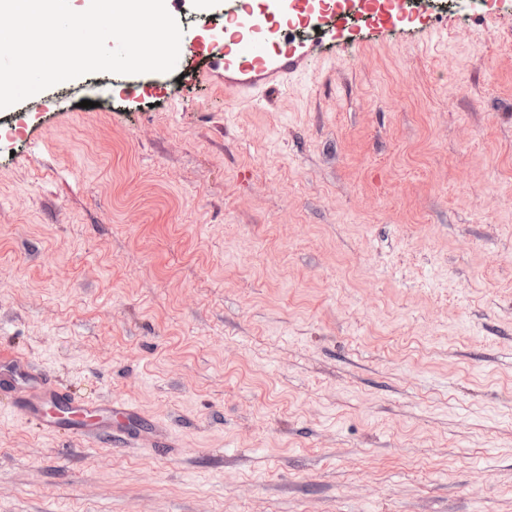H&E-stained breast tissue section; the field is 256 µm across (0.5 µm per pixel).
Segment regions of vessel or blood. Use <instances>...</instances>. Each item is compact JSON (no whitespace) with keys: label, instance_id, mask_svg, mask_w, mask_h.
<instances>
[{"label":"vessel or blood","instance_id":"vessel-or-blood-1","mask_svg":"<svg viewBox=\"0 0 512 512\" xmlns=\"http://www.w3.org/2000/svg\"><path fill=\"white\" fill-rule=\"evenodd\" d=\"M224 27L213 35H183L181 52L211 50L214 68L223 70L228 90L261 93L313 70L315 45L297 41L300 28L321 30L332 42L358 18L378 29H393L414 22V15L399 10L394 0H221ZM11 376L21 378L28 394L18 399L22 412L37 414L44 429L64 426L54 407H78L88 414L99 405L83 403L74 396L50 388L43 374L34 372L19 355L6 360Z\"/></svg>","mask_w":512,"mask_h":512}]
</instances>
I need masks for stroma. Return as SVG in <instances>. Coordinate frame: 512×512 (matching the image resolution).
<instances>
[{"label":"stroma","mask_w":512,"mask_h":512,"mask_svg":"<svg viewBox=\"0 0 512 512\" xmlns=\"http://www.w3.org/2000/svg\"><path fill=\"white\" fill-rule=\"evenodd\" d=\"M403 5L257 99L198 53L0 110V355L135 408L0 388V512H512V0ZM10 374H5L3 380L12 379L13 377L21 378L25 385L32 389L34 394H23L18 397V404L23 413H35L40 419L44 429L52 430L59 427L67 426L69 423L59 416L51 413L50 409L54 406L70 408L76 407L87 414L97 413L99 411H108L118 414H133V408L125 402L110 401L104 406L92 403L81 402L74 396L57 389L50 388L46 385L45 378L42 373H35L30 363L24 357L17 354L9 356L5 359Z\"/></svg>","instance_id":"35a3bbf8"}]
</instances>
